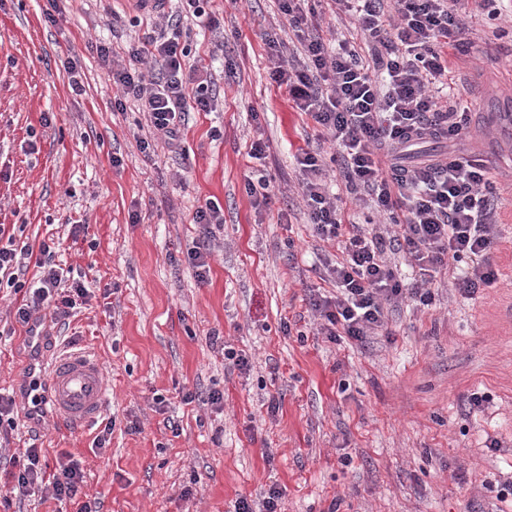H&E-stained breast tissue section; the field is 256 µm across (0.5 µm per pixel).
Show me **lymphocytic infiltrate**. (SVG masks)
Here are the masks:
<instances>
[{
    "label": "lymphocytic infiltrate",
    "instance_id": "lymphocytic-infiltrate-1",
    "mask_svg": "<svg viewBox=\"0 0 512 512\" xmlns=\"http://www.w3.org/2000/svg\"><path fill=\"white\" fill-rule=\"evenodd\" d=\"M172 13L146 18L142 32L119 63L112 46L97 44L100 61L112 68L118 93L115 111L137 102L153 135L176 143L191 112L216 107L207 71L187 67L189 50L180 43L184 22L205 14V0H180ZM488 0H336L362 43L337 36L327 43L323 17L313 0H278V9L300 44L299 53L267 38L269 77L284 88L295 108L310 117L319 137L339 153V177L356 202L367 204L366 223H345L337 194L327 182V164L309 151L296 154L299 188L316 235L336 244L339 255L327 272L335 292L314 293L309 306L320 318L318 335L339 344L366 343L389 335V314L405 300L427 307L435 278L453 276L465 298L498 279L493 262L497 244L496 192L487 164L456 148L410 167L403 151L431 138L456 143L468 134L470 108L462 100H440L435 86L447 85L450 51L466 43L464 16L469 6ZM151 63L143 73L142 63ZM199 234L187 252L199 282H207L215 226L222 209L208 202L194 216ZM48 242L18 245L0 224V286L24 296L14 319L38 320L45 308L69 316L87 303L89 291L68 282ZM400 255L417 267L419 278L403 282L391 258ZM26 461L0 484V495L48 482L54 499L78 502L85 483L79 461H59L45 473L41 451L32 447Z\"/></svg>",
    "mask_w": 512,
    "mask_h": 512
}]
</instances>
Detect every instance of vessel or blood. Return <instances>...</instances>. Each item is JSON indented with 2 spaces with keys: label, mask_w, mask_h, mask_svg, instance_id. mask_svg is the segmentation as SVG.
<instances>
[{
  "label": "vessel or blood",
  "mask_w": 512,
  "mask_h": 512,
  "mask_svg": "<svg viewBox=\"0 0 512 512\" xmlns=\"http://www.w3.org/2000/svg\"><path fill=\"white\" fill-rule=\"evenodd\" d=\"M25 343L35 362L22 380L30 414L49 409L54 418L73 430L95 421L107 399L98 358L81 352L44 358L46 336L37 322L29 325Z\"/></svg>",
  "instance_id": "b4317fda"
}]
</instances>
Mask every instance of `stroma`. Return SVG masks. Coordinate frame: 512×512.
Returning a JSON list of instances; mask_svg holds the SVG:
<instances>
[{"mask_svg":"<svg viewBox=\"0 0 512 512\" xmlns=\"http://www.w3.org/2000/svg\"><path fill=\"white\" fill-rule=\"evenodd\" d=\"M52 4L62 25L45 20ZM207 9L218 27L192 24L183 36L190 60L213 74L216 109L190 113L180 146L155 139L148 157L145 117L131 101L113 111L112 72L94 49L133 36L130 0H0V224L23 226L20 240L34 246L54 239L56 263L89 289L65 322L43 310L45 352H94L109 391L74 433L19 409L0 468L32 445L49 473L72 454L92 512H234L272 484L281 512H512V126L501 118L512 113V32L469 14L473 51L449 64L456 93L489 104L469 134L476 154L498 160L497 282L467 299L445 278L432 306L393 311L391 336L336 345L317 335L306 301L335 247L296 196L294 162L304 148L334 149L267 73L266 35H294L275 0ZM73 58L79 96L65 71ZM260 137L270 151L257 161L247 152ZM255 173L270 181L269 210L247 194ZM209 201L224 222L201 284L186 253L192 216ZM75 224L87 227L76 239ZM21 302L0 290V393L24 376L25 329L8 315ZM227 346L249 368L225 361ZM212 391L223 403H207Z\"/></svg>","mask_w":512,"mask_h":512,"instance_id":"35a3bbf8","label":"stroma"}]
</instances>
